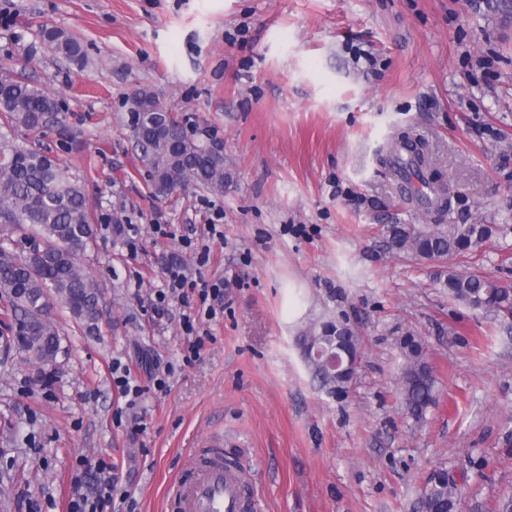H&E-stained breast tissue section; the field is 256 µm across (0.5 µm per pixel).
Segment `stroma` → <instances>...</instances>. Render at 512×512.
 Here are the masks:
<instances>
[{
    "instance_id": "obj_1",
    "label": "stroma",
    "mask_w": 512,
    "mask_h": 512,
    "mask_svg": "<svg viewBox=\"0 0 512 512\" xmlns=\"http://www.w3.org/2000/svg\"><path fill=\"white\" fill-rule=\"evenodd\" d=\"M45 26L77 37L87 65L43 48ZM0 68L60 105L71 139L17 137L84 177L95 237L77 259L102 291L93 332L55 303L61 352L46 368L0 322V512H69L73 480L93 486L100 464L130 494L114 512H164L186 452L215 444L250 471L260 512H414L439 468L462 512L512 495V329L436 281L512 283V232L469 258L387 250L386 225L445 218L406 204L378 160L417 137L456 223L512 225V0H0ZM139 88L221 143L222 192L151 195L129 112ZM214 217L224 237L201 267ZM172 262L224 282L189 365L182 303L151 311ZM326 321L360 338L339 394L298 343ZM409 334L436 381L419 419L400 396ZM116 361L143 386L173 366L168 392L125 408Z\"/></svg>"
}]
</instances>
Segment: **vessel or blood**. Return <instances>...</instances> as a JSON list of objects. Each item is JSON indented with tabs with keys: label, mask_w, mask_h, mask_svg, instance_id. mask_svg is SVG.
Returning <instances> with one entry per match:
<instances>
[{
	"label": "vessel or blood",
	"mask_w": 512,
	"mask_h": 512,
	"mask_svg": "<svg viewBox=\"0 0 512 512\" xmlns=\"http://www.w3.org/2000/svg\"><path fill=\"white\" fill-rule=\"evenodd\" d=\"M169 512H245L249 503L237 473L218 454H191L181 475L166 491Z\"/></svg>",
	"instance_id": "obj_1"
}]
</instances>
